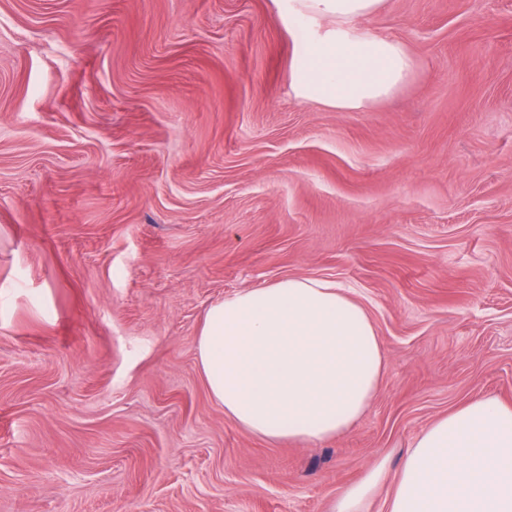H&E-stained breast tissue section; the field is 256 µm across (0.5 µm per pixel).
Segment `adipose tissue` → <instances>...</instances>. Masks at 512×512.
I'll return each mask as SVG.
<instances>
[{
    "mask_svg": "<svg viewBox=\"0 0 512 512\" xmlns=\"http://www.w3.org/2000/svg\"><path fill=\"white\" fill-rule=\"evenodd\" d=\"M382 0H288L303 27L290 87L339 110L387 97L411 77L406 45L360 27ZM197 360L211 398L247 432L272 442L345 433L385 370L364 308L336 283L288 277L210 305ZM387 512H512V404L465 403L427 427L403 458Z\"/></svg>",
    "mask_w": 512,
    "mask_h": 512,
    "instance_id": "1",
    "label": "adipose tissue"
}]
</instances>
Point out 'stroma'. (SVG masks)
<instances>
[{"mask_svg":"<svg viewBox=\"0 0 512 512\" xmlns=\"http://www.w3.org/2000/svg\"><path fill=\"white\" fill-rule=\"evenodd\" d=\"M415 63L295 98L277 0H0V512H333L428 425L512 404V0H383ZM288 277L365 304L386 368L341 436L251 435L206 309Z\"/></svg>","mask_w":512,"mask_h":512,"instance_id":"obj_1","label":"stroma"}]
</instances>
